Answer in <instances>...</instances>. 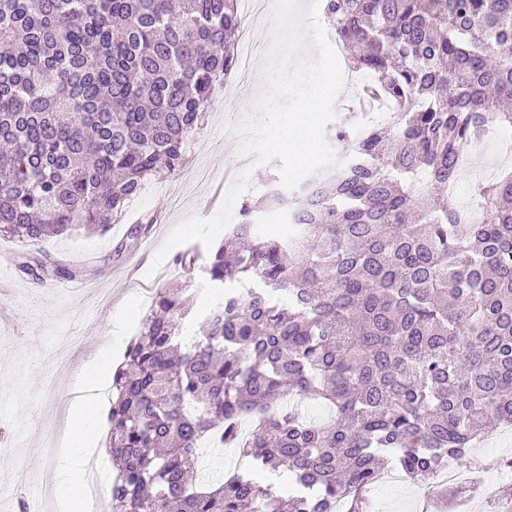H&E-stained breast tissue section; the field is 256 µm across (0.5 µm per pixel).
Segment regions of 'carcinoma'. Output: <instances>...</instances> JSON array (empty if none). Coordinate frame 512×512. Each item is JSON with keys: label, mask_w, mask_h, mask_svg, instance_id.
I'll list each match as a JSON object with an SVG mask.
<instances>
[{"label": "carcinoma", "mask_w": 512, "mask_h": 512, "mask_svg": "<svg viewBox=\"0 0 512 512\" xmlns=\"http://www.w3.org/2000/svg\"><path fill=\"white\" fill-rule=\"evenodd\" d=\"M240 0H0V233L38 249L106 234L146 181L178 174L236 66ZM349 68L393 107L329 129L349 153L299 190L242 201L195 269L219 300L183 335L190 288H161L112 374L111 512H363L385 469L434 480L488 423L512 425V175L448 195L462 154L512 129V0H323ZM281 211L290 231L261 232ZM318 399L329 420L294 399ZM256 424L245 433L242 423ZM247 465L200 480L203 446ZM264 471L288 478L289 490Z\"/></svg>", "instance_id": "carcinoma-1"}]
</instances>
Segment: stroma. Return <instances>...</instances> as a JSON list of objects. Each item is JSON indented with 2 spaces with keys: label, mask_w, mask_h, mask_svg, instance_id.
<instances>
[{
  "label": "stroma",
  "mask_w": 512,
  "mask_h": 512,
  "mask_svg": "<svg viewBox=\"0 0 512 512\" xmlns=\"http://www.w3.org/2000/svg\"><path fill=\"white\" fill-rule=\"evenodd\" d=\"M250 81L239 84L228 96L209 106L205 123L190 142L185 170L148 180L132 203L129 219L113 225L105 235L83 234L45 241L46 250L82 263L79 275L85 288L68 293L62 280L33 283L22 275L15 258L17 245L0 235V411L9 423L0 425V484H11L19 472L40 473L39 482L23 488L20 498L0 499V512H16L17 500L32 501L36 512L55 508L52 474L56 455L39 454L49 442H60L61 430L33 422L27 413L37 406L45 416L62 419L74 396L71 373L97 350L112 352L120 364L129 339L134 336L150 306L140 286L166 288L183 281L185 272L166 258L154 277H147L153 258L173 228L191 218L216 214L211 194L225 193L241 172V156L232 155L238 142L228 125L250 114L246 100L265 86L261 70L266 57H257ZM512 151V134L489 135L458 178L457 202H465L481 171L501 176L499 158ZM149 217L137 236L131 223ZM512 458V427L489 426L485 437L464 457L452 460L455 469L468 473L470 484H449L447 498L435 485H421L404 478L372 483L366 493L367 512H512V478L504 462Z\"/></svg>",
  "instance_id": "35a3bbf8"
}]
</instances>
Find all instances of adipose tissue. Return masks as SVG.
I'll use <instances>...</instances> for the list:
<instances>
[{
    "instance_id": "ef3b65f1",
    "label": "adipose tissue",
    "mask_w": 512,
    "mask_h": 512,
    "mask_svg": "<svg viewBox=\"0 0 512 512\" xmlns=\"http://www.w3.org/2000/svg\"><path fill=\"white\" fill-rule=\"evenodd\" d=\"M112 375V360L106 354L75 370L72 380L76 396L66 409V431L52 477L55 498L60 512H84L90 498L86 480V458L90 437L98 425L93 391Z\"/></svg>"
}]
</instances>
